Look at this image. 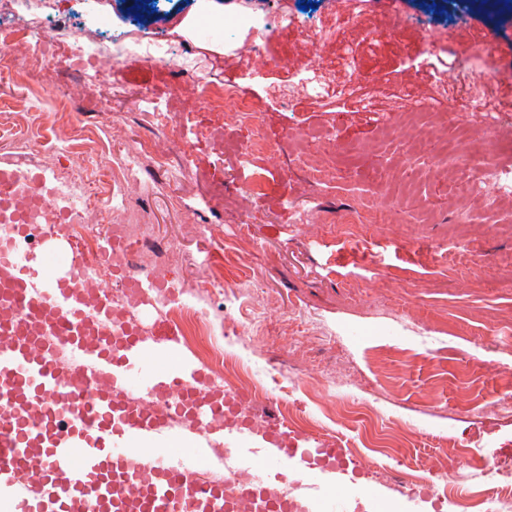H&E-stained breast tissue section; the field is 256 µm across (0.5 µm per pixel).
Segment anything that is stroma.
<instances>
[{"label": "stroma", "instance_id": "obj_1", "mask_svg": "<svg viewBox=\"0 0 512 512\" xmlns=\"http://www.w3.org/2000/svg\"><path fill=\"white\" fill-rule=\"evenodd\" d=\"M458 25L428 0H376L343 31L360 68L345 73L338 49L314 54L297 28L265 32L263 57L229 48L223 24L199 21L190 0H164L152 34L174 51L190 47L197 69L236 83L256 115L211 112L194 79L129 55L93 92L61 77L63 60L14 55L0 75V160L31 138L46 178L131 156L125 204L143 214L171 252L154 271L195 289L224 281V329L217 342L251 379L281 374L285 419L294 430L340 438L360 476L327 490L318 512L363 487L370 512H389V486L420 470L441 482L446 457L512 459V86L490 84L481 100L497 121L485 154L503 177L456 201L465 158L445 153L470 118L471 39L487 38L494 65L512 71V7L471 8ZM66 39L137 31L118 0H62L49 19ZM447 52L429 55L434 36ZM323 69L322 96L291 85ZM353 91H346V84ZM147 94L158 112L139 108ZM434 103L445 124L420 123ZM87 127L91 140L71 139ZM262 131L271 150L243 156ZM175 156L179 180L156 173L154 154ZM261 176L259 193L248 182Z\"/></svg>", "mask_w": 512, "mask_h": 512}]
</instances>
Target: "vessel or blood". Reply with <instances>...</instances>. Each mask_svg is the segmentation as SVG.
Segmentation results:
<instances>
[{"label": "vessel or blood", "mask_w": 512, "mask_h": 512, "mask_svg": "<svg viewBox=\"0 0 512 512\" xmlns=\"http://www.w3.org/2000/svg\"><path fill=\"white\" fill-rule=\"evenodd\" d=\"M28 232L18 224L0 236V299L59 322L60 331L49 345L31 334L14 338L21 319L0 320V411L12 414L0 422V481L13 489L12 512H225L222 486L188 487L181 449L161 445L147 455L136 445L170 433L183 414L208 445H231L249 469L264 470L258 491L302 467L329 472L335 446L311 447L273 415L259 438L243 425H212L224 403L205 370L182 357L178 339L110 337L112 305L86 293L87 263L75 251L55 265L22 253ZM59 347L87 362L79 386L58 363ZM134 380L143 394L167 395L168 412H134L124 398ZM42 404L48 418L37 433L21 409Z\"/></svg>", "instance_id": "1"}]
</instances>
